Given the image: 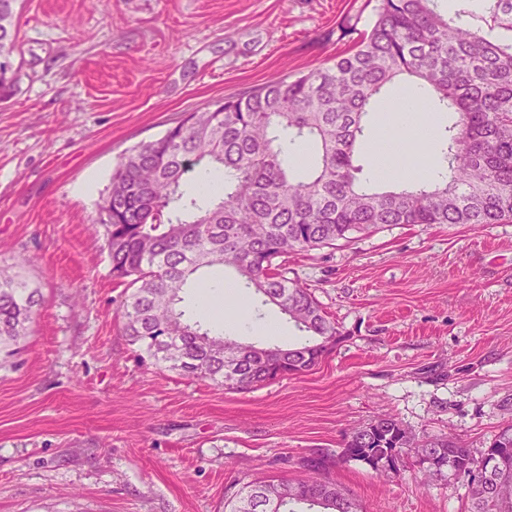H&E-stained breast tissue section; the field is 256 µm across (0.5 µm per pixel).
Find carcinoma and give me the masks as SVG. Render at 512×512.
I'll list each match as a JSON object with an SVG mask.
<instances>
[{
  "label": "carcinoma",
  "instance_id": "cac0c4a2",
  "mask_svg": "<svg viewBox=\"0 0 512 512\" xmlns=\"http://www.w3.org/2000/svg\"><path fill=\"white\" fill-rule=\"evenodd\" d=\"M0 0V88L19 54L15 3ZM439 0H378L371 29L327 67L293 80L272 77L184 117L162 137L127 150L99 203L112 278L126 285L122 333L155 363L189 379L250 390L276 374L314 368L338 331L306 288L288 278L286 257L347 242L386 224H503L512 220V0H489L480 17L490 40ZM411 79L428 112L452 116L439 140L441 180L376 191L357 163L365 123L390 86ZM316 149L295 176L289 147ZM221 171L220 194L188 191L195 167ZM0 268V365L29 336L42 296L15 268ZM231 267L262 303L308 341L255 345L224 335L183 305L185 290L211 268ZM345 448H378L409 461L436 460L428 479L467 467L465 512H512V427L475 460L448 438L417 440L398 421L377 418L347 433ZM229 512H361L328 480L280 479L242 487Z\"/></svg>",
  "mask_w": 512,
  "mask_h": 512
}]
</instances>
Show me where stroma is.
<instances>
[{
    "label": "stroma",
    "instance_id": "obj_1",
    "mask_svg": "<svg viewBox=\"0 0 512 512\" xmlns=\"http://www.w3.org/2000/svg\"><path fill=\"white\" fill-rule=\"evenodd\" d=\"M377 0H20L23 64L0 90V264L44 302L0 370V512H225L257 480L327 476L363 512H464V476L424 483L339 461L381 417L473 455L512 424V223L397 224L289 256L340 336L311 371L232 391L140 357L121 334L98 203L118 156L184 113L333 64ZM250 290L236 338L303 332ZM275 321L280 336L259 326Z\"/></svg>",
    "mask_w": 512,
    "mask_h": 512
}]
</instances>
